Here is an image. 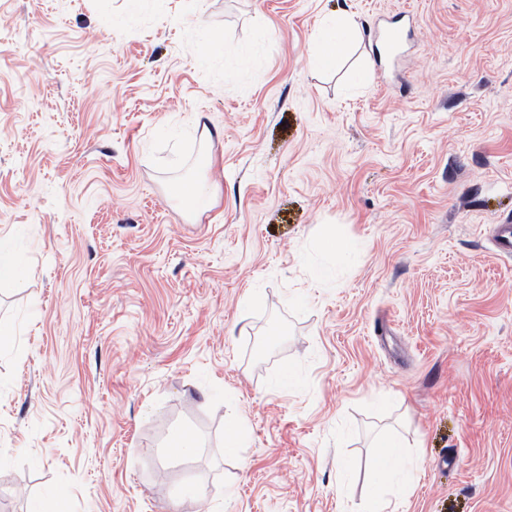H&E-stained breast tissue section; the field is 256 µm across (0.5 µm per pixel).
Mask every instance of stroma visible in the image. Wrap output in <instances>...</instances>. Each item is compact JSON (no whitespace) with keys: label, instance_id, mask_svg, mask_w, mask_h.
I'll return each mask as SVG.
<instances>
[{"label":"stroma","instance_id":"obj_1","mask_svg":"<svg viewBox=\"0 0 512 512\" xmlns=\"http://www.w3.org/2000/svg\"><path fill=\"white\" fill-rule=\"evenodd\" d=\"M126 2L0 0V232L31 270L0 284V512L49 486L68 512H362L383 430L398 512H512V257L487 240L512 224V0ZM339 14L361 42L316 67ZM206 158L193 216L170 190ZM265 48V42L262 37V33H259L257 37L252 40L246 47L240 48L233 53V57L226 58L225 63L227 62L233 66H244L249 60L253 57L259 56ZM170 452L180 458H190L199 448L196 436L189 431H180L174 435L168 446ZM379 448L385 449L381 452L378 462V484L399 486L407 476L403 467V462L407 457L404 445L395 439H389Z\"/></svg>","mask_w":512,"mask_h":512}]
</instances>
